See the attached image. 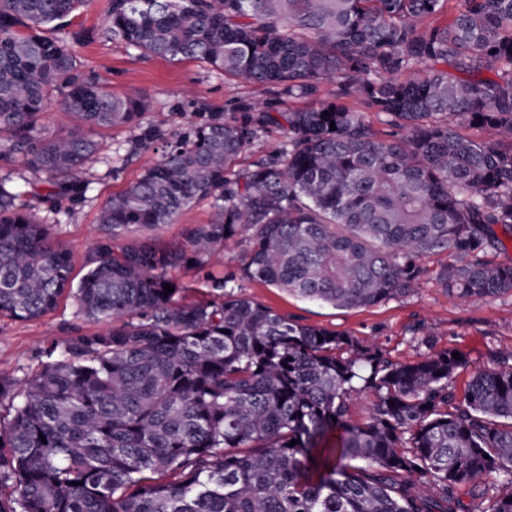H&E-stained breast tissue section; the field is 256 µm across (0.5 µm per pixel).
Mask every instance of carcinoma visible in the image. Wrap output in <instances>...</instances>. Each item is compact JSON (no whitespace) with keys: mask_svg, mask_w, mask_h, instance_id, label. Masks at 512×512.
<instances>
[{"mask_svg":"<svg viewBox=\"0 0 512 512\" xmlns=\"http://www.w3.org/2000/svg\"><path fill=\"white\" fill-rule=\"evenodd\" d=\"M84 2L0 0V160L19 159L57 211L86 197L97 130L138 126L134 149L162 158L105 203L78 280L0 176V316L36 320L68 297L107 324L48 344L22 381L0 377V512H457L463 489L473 512H512L511 352L458 402L467 360L451 349L394 363L231 290L181 304L173 275L245 232L244 278L334 307L410 293L420 258L441 253L448 294H512V266L482 260L495 227L512 231V0H111L107 34L144 55L291 98L338 80L330 100L211 112L175 140L143 125V97L83 70L64 29ZM57 102L65 135L42 124ZM267 127L287 146L236 170ZM197 197L216 220L183 243L123 241ZM362 390L375 400L353 424Z\"/></svg>","mask_w":512,"mask_h":512,"instance_id":"cac0c4a2","label":"carcinoma"}]
</instances>
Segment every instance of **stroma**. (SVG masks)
<instances>
[{"mask_svg":"<svg viewBox=\"0 0 512 512\" xmlns=\"http://www.w3.org/2000/svg\"><path fill=\"white\" fill-rule=\"evenodd\" d=\"M108 3L88 0L73 19L71 31L82 36L74 46L75 53L85 70L106 79L114 94H142L148 103L146 122L164 132L167 139L182 136L211 112L240 118L249 112H285L292 107L281 87L246 83L199 60L172 62L145 56L109 39L105 34ZM136 134L131 125L98 131L97 160L88 170L89 190L82 203L66 202L54 212L39 201L42 185L20 187L19 203L33 208L44 223L52 225L55 235L72 250L76 263H83L97 235L103 204L161 157L160 150L153 147L129 154ZM214 218L212 199H196L179 213L174 224L158 234L157 243L166 247L181 242L192 225L208 224ZM248 249V237L242 234L227 242L221 259L210 261L205 270H178V278L188 288L187 299L211 297L215 281L228 279L235 294L304 324L348 334L360 343L380 348L395 362H413L442 349L457 350L468 361L467 368L458 370L452 380L459 396L465 393L472 369L496 367L501 354L512 352V294L476 301L449 296L436 281L447 255L421 257L427 274L409 294L369 308L347 309L304 300L243 278L241 267ZM91 328L69 299L34 321L0 316V375L21 379L36 372L42 348Z\"/></svg>","mask_w":512,"mask_h":512,"instance_id":"stroma-1","label":"stroma"}]
</instances>
